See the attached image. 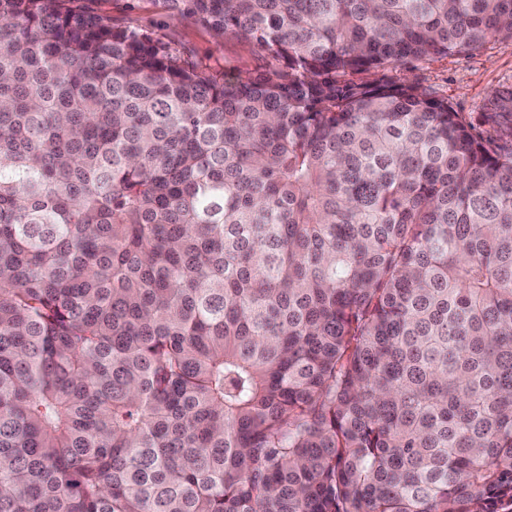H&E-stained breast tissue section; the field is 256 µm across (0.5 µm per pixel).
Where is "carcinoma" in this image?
Returning <instances> with one entry per match:
<instances>
[{"instance_id": "obj_1", "label": "carcinoma", "mask_w": 512, "mask_h": 512, "mask_svg": "<svg viewBox=\"0 0 512 512\" xmlns=\"http://www.w3.org/2000/svg\"><path fill=\"white\" fill-rule=\"evenodd\" d=\"M86 2L0 0V512L512 504V89L381 76L512 0ZM92 6L123 25L153 31L181 51L229 73L256 76L278 65L253 42L233 34L218 37L191 19L172 17L160 4L150 0H96Z\"/></svg>"}]
</instances>
